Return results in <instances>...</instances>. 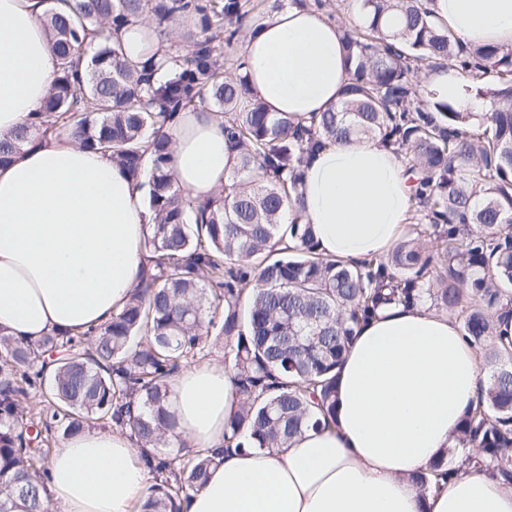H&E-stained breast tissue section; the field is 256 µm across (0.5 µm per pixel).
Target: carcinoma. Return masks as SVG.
<instances>
[{"instance_id":"carcinoma-1","label":"carcinoma","mask_w":512,"mask_h":512,"mask_svg":"<svg viewBox=\"0 0 512 512\" xmlns=\"http://www.w3.org/2000/svg\"><path fill=\"white\" fill-rule=\"evenodd\" d=\"M340 25L349 82L311 125L267 111L220 42L254 28L253 0H51L46 29L57 75L33 126L0 136V166L36 136H67L148 176L151 272L107 325L32 343L0 333V512H44L51 442L95 427L128 432L153 484L137 512H182L218 456L188 446L168 385L214 343L234 371L239 408L224 451L281 448L329 427L336 369L354 327L384 304L431 302L485 349L487 378L463 419L474 465L512 485V48L467 46L429 17L424 0H358ZM149 16L161 60L127 56L119 32ZM191 17L192 52L172 50ZM450 62L481 115L436 99L421 67ZM170 77L153 79L159 69ZM205 107L224 119L238 165L224 191L194 198L168 166L172 122ZM480 117L478 130L471 119ZM363 138L403 156L416 175L409 220L427 224L437 258L412 239L361 263L323 256L309 224H284L300 204L307 153ZM40 397L37 416L27 411ZM179 447H169L168 438ZM441 457L416 477L437 489Z\"/></svg>"}]
</instances>
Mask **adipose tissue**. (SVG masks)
<instances>
[{
  "mask_svg": "<svg viewBox=\"0 0 512 512\" xmlns=\"http://www.w3.org/2000/svg\"><path fill=\"white\" fill-rule=\"evenodd\" d=\"M435 20L465 44L512 47V0H428ZM43 0H0V134L31 123L57 61ZM254 96L268 111L311 123L347 81L341 33L292 4L241 42ZM424 86L464 112H481L451 67ZM179 185L212 197L237 165L224 122L179 113L170 146ZM412 187L403 158L376 140L313 151L301 205L323 255L362 262L404 234ZM144 191L111 157L71 139H38L0 167V331L31 342L106 324L149 269ZM485 375L452 317L426 305L386 306L358 326L338 370L333 425L284 448L224 452L237 409L233 372L207 360L170 384L171 409L191 447L222 452L186 512H512V487L482 472H454L440 491L413 479L453 447ZM46 493L61 512H130L151 475L127 433L91 430L62 441Z\"/></svg>",
  "mask_w": 512,
  "mask_h": 512,
  "instance_id": "obj_1",
  "label": "adipose tissue"
}]
</instances>
